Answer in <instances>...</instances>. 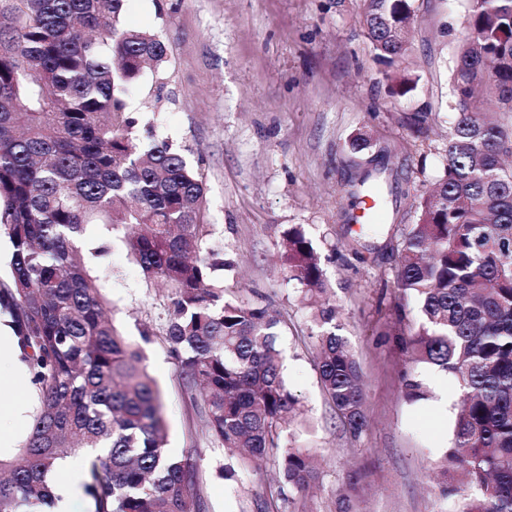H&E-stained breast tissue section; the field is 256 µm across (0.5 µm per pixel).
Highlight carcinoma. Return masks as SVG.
Segmentation results:
<instances>
[{
  "instance_id": "obj_1",
  "label": "carcinoma",
  "mask_w": 512,
  "mask_h": 512,
  "mask_svg": "<svg viewBox=\"0 0 512 512\" xmlns=\"http://www.w3.org/2000/svg\"><path fill=\"white\" fill-rule=\"evenodd\" d=\"M126 0H0V238L12 247L0 281L38 405L12 459H0V512L53 503L48 476L84 457L89 512H201L198 454L167 451L165 403L143 355L105 309L98 269L122 230L149 279L168 288L165 336L214 441L242 467L275 456L280 487L319 482L310 450L285 438L298 415L276 341L280 313L224 299V256L207 247L204 186L164 140L134 142L127 97L167 56L156 34L123 22ZM412 0H363V22L392 93L404 73ZM454 119L443 172L417 194L398 248L395 288L421 322L401 343L416 365L462 391L453 446L437 462L460 468L456 512H512V0H469L452 74ZM387 153L348 181L388 206ZM289 277L305 286L319 328L322 390L354 438L367 430L358 364L332 330L336 304L302 229L283 239ZM250 512H279L260 494Z\"/></svg>"
}]
</instances>
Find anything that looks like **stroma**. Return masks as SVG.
I'll use <instances>...</instances> for the list:
<instances>
[{
  "mask_svg": "<svg viewBox=\"0 0 512 512\" xmlns=\"http://www.w3.org/2000/svg\"><path fill=\"white\" fill-rule=\"evenodd\" d=\"M361 8L362 0H126L124 23L168 46L160 67L144 69L128 109L152 119L157 137L201 174L208 245L233 263L224 273L225 299L271 306L286 321L277 347L303 412L296 440L320 471L317 486L286 512H454V498L441 489L461 486L462 473L437 477L432 468L452 445L461 391L454 378L414 366L403 351L396 321H420L415 301L400 299L394 284L404 226L385 224L355 246L359 227L349 221L346 183L360 133L373 149H387L389 169L408 176V192L398 197L402 214L411 210V192L435 181L453 119L450 75L468 0H414L404 65L416 85L403 96L388 91ZM415 112L427 113V135L410 129ZM292 225L313 243L338 308L336 332L363 378L368 430L357 439L321 388L317 328L302 284L283 270V234ZM102 276L115 325L142 347L164 394L169 453H198L206 512H248L253 493L278 484L273 460L224 479L229 453L185 395L165 341L167 289L146 278L118 232ZM413 371L429 391L419 403L404 394Z\"/></svg>",
  "mask_w": 512,
  "mask_h": 512,
  "instance_id": "stroma-1",
  "label": "stroma"
}]
</instances>
